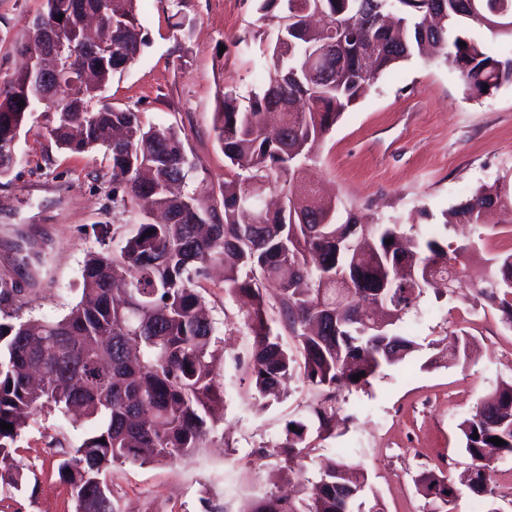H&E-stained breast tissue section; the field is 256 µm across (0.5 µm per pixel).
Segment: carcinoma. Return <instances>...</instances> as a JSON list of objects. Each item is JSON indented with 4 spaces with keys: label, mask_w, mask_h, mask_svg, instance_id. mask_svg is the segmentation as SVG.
<instances>
[{
    "label": "carcinoma",
    "mask_w": 512,
    "mask_h": 512,
    "mask_svg": "<svg viewBox=\"0 0 512 512\" xmlns=\"http://www.w3.org/2000/svg\"><path fill=\"white\" fill-rule=\"evenodd\" d=\"M138 2L46 0L62 16L54 60L78 68L79 86L41 87L24 70L0 81V141L44 107L57 147L74 154L105 148L112 203L134 204L144 218L117 251L106 248V236L98 239L100 251L82 268L81 300L68 313L0 317V424L12 425L0 429V483L19 490L26 482L12 452L30 413L83 416L93 427L57 464L75 512H120L108 480L115 464H168L204 447L211 412L224 403L213 381L223 357L219 327L199 291L214 265L224 269V293L249 299L244 325L253 345L255 411L264 412L270 397H287L298 374L314 391L274 445L287 463L335 432L343 392L366 389L419 351L403 318L443 274L455 293L456 265L468 247L448 250L435 229L363 224L350 211L343 219L336 200L320 196L304 171L367 87L416 54H440L471 94L512 85V56H493L460 35L477 25L512 41V0H310L324 24L287 22L294 0H258L260 19L278 23L263 51L273 75L247 97L220 91L213 125L227 167L220 198L205 188L183 197L171 188L197 166L175 126L146 123L128 108L92 106L115 74L141 58ZM102 8L98 44L78 53V22ZM509 202L505 187L482 189L449 209L443 225L483 224ZM472 288L474 300L512 327V253L490 259ZM275 307L297 354L272 331ZM469 345L465 334L450 350L432 343L424 366L464 363ZM457 429L470 459L459 482L485 512H498L486 470L495 454H512V381L497 384ZM416 485L431 512H452L456 488L446 476L423 472ZM368 490L364 471L333 463L320 470L309 498L297 503L272 494L251 512H384L377 499L367 504Z\"/></svg>",
    "instance_id": "carcinoma-1"
}]
</instances>
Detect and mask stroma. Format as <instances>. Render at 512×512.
I'll use <instances>...</instances> for the list:
<instances>
[{
    "label": "stroma",
    "mask_w": 512,
    "mask_h": 512,
    "mask_svg": "<svg viewBox=\"0 0 512 512\" xmlns=\"http://www.w3.org/2000/svg\"><path fill=\"white\" fill-rule=\"evenodd\" d=\"M257 7L256 0H141L148 45L102 92V102L180 128L188 155L200 163L186 193L224 179V154L213 131L219 91L229 86L246 96L263 85L264 44L254 34H274L276 25L260 21ZM42 9L43 0H0V80L19 68L12 45ZM248 34L249 49L236 47ZM15 152L17 164L0 178V277L19 288L21 317L58 318L80 299L82 267L99 248L100 225H121L127 237L139 217L113 206L103 150L58 149L41 113L29 116ZM308 176L368 223L395 220L418 230L442 224L445 211L478 190L512 187V85L472 95L443 59L412 57L344 112ZM443 234L451 247L468 248L459 295L427 291L403 324L420 351L386 368L370 388L348 394L340 412L356 413V420L317 440L291 469L271 447L313 392L293 379L289 397L254 412L241 305L225 295L221 272H213L202 294L212 316L230 329L225 361L215 373L224 406L213 442L172 464L115 465L112 485L123 512H246L260 497L291 495L316 481L319 463L340 456L364 469L385 512H428L416 476L431 470L457 478L469 462L459 419L500 381L512 379V328L469 295L487 258L512 253V223L456 224ZM25 255L26 265L20 262ZM463 330L474 337L477 354L464 365L427 366L430 342ZM89 428L32 414L15 454L26 483L19 491L0 486V512H74L56 466L64 447L78 444Z\"/></svg>",
    "instance_id": "1"
}]
</instances>
